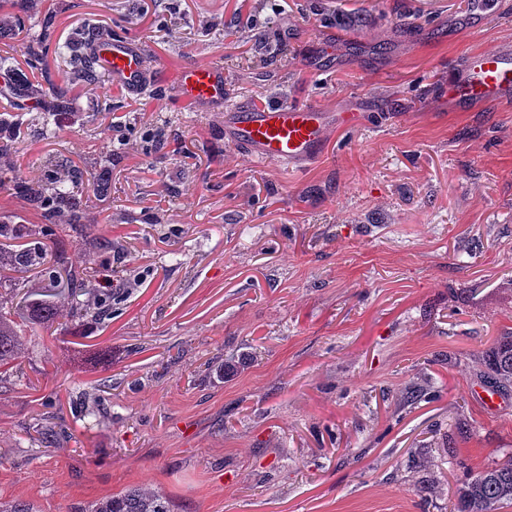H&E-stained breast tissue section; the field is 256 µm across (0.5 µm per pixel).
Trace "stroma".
<instances>
[{
  "mask_svg": "<svg viewBox=\"0 0 512 512\" xmlns=\"http://www.w3.org/2000/svg\"><path fill=\"white\" fill-rule=\"evenodd\" d=\"M469 2L7 0L0 145L28 178L37 159L109 171L82 201L126 259L96 281L148 277L90 335H32L0 386L1 501L78 512L143 488L171 512H452L460 483L512 457V397L495 414L473 395L512 331V102L457 112L443 94L469 52L512 44V0L479 32ZM20 24L130 39L151 81L136 95L51 53L31 65ZM212 64L230 101L362 120L302 169L257 162L161 78ZM15 79L61 92L50 131L18 113ZM0 224L69 246L8 189Z\"/></svg>",
  "mask_w": 512,
  "mask_h": 512,
  "instance_id": "1",
  "label": "stroma"
}]
</instances>
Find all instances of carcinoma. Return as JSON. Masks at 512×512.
<instances>
[{"mask_svg": "<svg viewBox=\"0 0 512 512\" xmlns=\"http://www.w3.org/2000/svg\"><path fill=\"white\" fill-rule=\"evenodd\" d=\"M55 55L69 62L73 74L87 81L98 77L89 56L76 50L74 43L54 46ZM37 181L18 179L14 188L38 207L49 224H65L76 232L73 255L60 254L50 271V287L26 290L17 302H0V381L20 373L29 353V332L38 327L47 332L63 327L82 326L89 318L112 313V300L121 289L99 288L81 277L94 272L101 262V238L94 225L86 223V212L78 197L79 186L87 182L96 194H108V182L100 172H88L70 164L39 163ZM45 251L28 249L15 252L0 249V273L39 266ZM484 386L503 397L512 395V334L501 336L477 373ZM458 512H501L512 506V459L491 465L472 476L455 490ZM80 512H170L169 503L158 493L134 489L107 499Z\"/></svg>", "mask_w": 512, "mask_h": 512, "instance_id": "obj_1", "label": "carcinoma"}]
</instances>
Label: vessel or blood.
Instances as JSON below:
<instances>
[{
    "label": "vessel or blood",
    "instance_id": "1",
    "mask_svg": "<svg viewBox=\"0 0 512 512\" xmlns=\"http://www.w3.org/2000/svg\"><path fill=\"white\" fill-rule=\"evenodd\" d=\"M91 52L102 77L140 93L147 73L140 47L121 37L92 42ZM181 100L226 113V133L232 143L263 163L292 168L320 156L327 116L319 107L287 104L254 109L231 104L224 87V69L218 65L187 66L173 79ZM449 103L459 112L512 99V48L470 53L464 65L448 75Z\"/></svg>",
    "mask_w": 512,
    "mask_h": 512
}]
</instances>
